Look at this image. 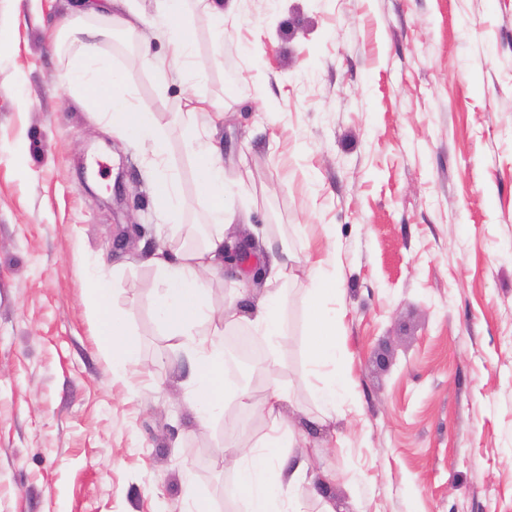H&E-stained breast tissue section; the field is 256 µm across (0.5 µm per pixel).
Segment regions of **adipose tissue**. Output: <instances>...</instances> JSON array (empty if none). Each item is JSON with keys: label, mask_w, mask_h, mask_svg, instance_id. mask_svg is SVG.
<instances>
[{"label": "adipose tissue", "mask_w": 512, "mask_h": 512, "mask_svg": "<svg viewBox=\"0 0 512 512\" xmlns=\"http://www.w3.org/2000/svg\"><path fill=\"white\" fill-rule=\"evenodd\" d=\"M63 35L73 39L75 44L64 80L85 100L103 106L106 126L150 141L155 161H163L167 152L165 135L156 126L151 113L133 104L120 75L112 72L102 58L97 32L82 31L73 21L64 27ZM196 157L201 170V189L212 202V222L207 237L202 245L154 258L152 279L157 290L156 308L163 324L172 335L181 338L183 347L191 354L194 372L191 396L196 420L204 426L224 407V344L198 334L199 323L212 313L203 276L224 265V173L214 148L197 152ZM269 254L268 264L259 269L268 286L265 295L244 317L239 316L236 307L226 306L224 320L232 323L245 319L255 332L280 341L286 336L280 288L294 275L295 257L284 247L270 248ZM88 290L90 306L98 322L100 350L111 358L115 371L121 372L137 364L138 346L129 336L125 319L109 306L111 280L101 272H93L88 276ZM340 290L339 282H325L317 276L312 279L310 314L314 328L308 338V351L320 401L315 420L321 424L335 419L336 393L346 384L343 376L322 372L323 367L335 361L339 348L336 312L329 303L337 299ZM263 373L266 378L263 400L254 402L250 394L244 392L239 403L261 413L269 431L263 441L233 451L237 488L247 501L248 512H304L302 488L308 481V469L302 463L286 467L282 460L284 449L295 447L297 434L282 411L288 395L281 383L277 356L267 358Z\"/></svg>", "instance_id": "1"}]
</instances>
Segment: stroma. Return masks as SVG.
I'll list each match as a JSON object with an SVG mask.
<instances>
[{"instance_id":"obj_1","label":"stroma","mask_w":512,"mask_h":512,"mask_svg":"<svg viewBox=\"0 0 512 512\" xmlns=\"http://www.w3.org/2000/svg\"><path fill=\"white\" fill-rule=\"evenodd\" d=\"M216 24L190 0L194 85L159 0H136L165 82L104 14L84 28L167 135L189 207L153 201L148 144L105 127L63 79L62 21L76 0H0V512H244L218 450L268 431L240 392L259 366L225 373L199 427L191 367L155 310L151 260L201 242L211 202L179 122L185 99L220 149L249 250L208 276L214 311L245 307L266 258L297 257L279 348L289 454L329 475L305 512H512V0H223ZM113 273L110 304L138 342L118 375L99 350L87 276ZM343 282L336 303L349 380L319 411L306 351L310 268Z\"/></svg>"}]
</instances>
